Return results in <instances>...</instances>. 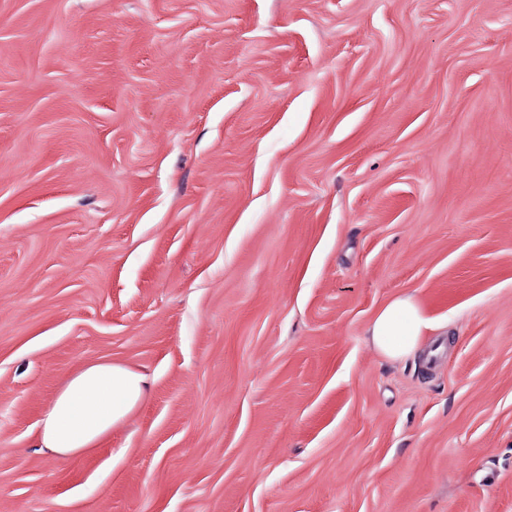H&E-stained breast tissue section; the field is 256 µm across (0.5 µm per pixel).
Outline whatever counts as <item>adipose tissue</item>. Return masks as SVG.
<instances>
[{
  "label": "adipose tissue",
  "instance_id": "adipose-tissue-1",
  "mask_svg": "<svg viewBox=\"0 0 512 512\" xmlns=\"http://www.w3.org/2000/svg\"><path fill=\"white\" fill-rule=\"evenodd\" d=\"M432 324L416 296L391 298L368 328L372 346L384 357L402 360L419 350ZM143 376L123 366L99 362L73 373L40 421L43 448L73 457L111 433L140 402Z\"/></svg>",
  "mask_w": 512,
  "mask_h": 512
}]
</instances>
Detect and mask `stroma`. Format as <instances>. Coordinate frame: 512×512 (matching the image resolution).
Listing matches in <instances>:
<instances>
[{"label": "stroma", "instance_id": "35a3bbf8", "mask_svg": "<svg viewBox=\"0 0 512 512\" xmlns=\"http://www.w3.org/2000/svg\"><path fill=\"white\" fill-rule=\"evenodd\" d=\"M0 512H512V0H0ZM432 324L413 294L391 298L375 315L368 328L372 346L384 357L402 360L419 350ZM144 384L143 376L111 362L77 370L40 421L42 447L61 457L96 448L138 405Z\"/></svg>", "mask_w": 512, "mask_h": 512}]
</instances>
